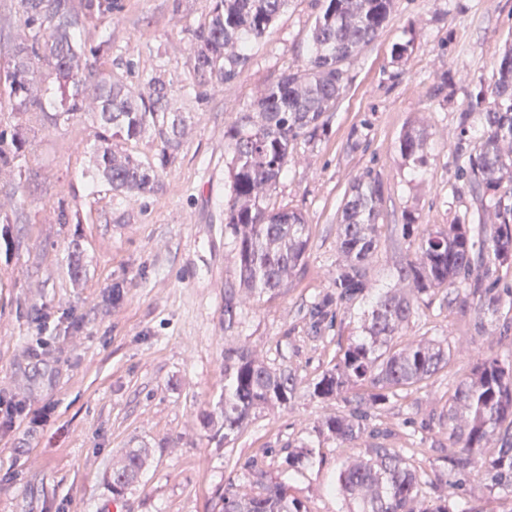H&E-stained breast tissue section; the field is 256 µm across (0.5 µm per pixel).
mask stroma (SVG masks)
Masks as SVG:
<instances>
[{
	"label": "stroma",
	"mask_w": 512,
	"mask_h": 512,
	"mask_svg": "<svg viewBox=\"0 0 512 512\" xmlns=\"http://www.w3.org/2000/svg\"><path fill=\"white\" fill-rule=\"evenodd\" d=\"M213 0H114L112 19L82 29L86 46L108 43L99 64L136 87L178 85L172 105L188 122L172 155L156 136L128 149L157 170L148 192L116 191L89 176L98 127L90 118L28 123L21 184L0 181V512H219L227 487L256 489V472L281 481L307 512H347L329 485L369 448H397L420 467L428 496L445 495L448 432L438 421L448 393L471 374L469 352L512 356V330L487 318L475 330L452 289L423 296L402 338L449 342L448 369L375 409L350 447L320 434L329 413L310 384L340 347L360 336L370 299L330 311L313 332L310 305L329 292L341 262L339 224L355 179L384 184L375 284L413 257L400 224L437 229L472 205L454 150L473 140L460 115L470 92L489 87L512 43V0H395L377 38L344 68L348 82L325 130L293 144L269 205L301 211L309 244L279 290L245 298L235 242L224 223L231 160L224 132L284 73L311 53L322 0H290L248 49L235 79L202 87L190 78L192 30ZM28 37L18 0H0V90ZM410 54L393 63L394 44ZM428 137L423 164L404 161L408 128ZM83 270H69L72 251ZM234 301V315L224 313ZM249 351L299 383L287 405L256 411L233 440L222 423L224 352ZM131 448L148 451L137 481L112 492L110 475ZM313 450L304 458L305 450ZM300 461L289 465V455Z\"/></svg>",
	"instance_id": "35a3bbf8"
}]
</instances>
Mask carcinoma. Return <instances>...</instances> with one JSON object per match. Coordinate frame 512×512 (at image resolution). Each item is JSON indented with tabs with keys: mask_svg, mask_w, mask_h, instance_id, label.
<instances>
[{
	"mask_svg": "<svg viewBox=\"0 0 512 512\" xmlns=\"http://www.w3.org/2000/svg\"><path fill=\"white\" fill-rule=\"evenodd\" d=\"M114 0H19L30 38L19 45L8 75L5 95L17 114L45 112L43 69L71 87L62 110L47 115L53 123L89 115L98 125L92 177L116 191L151 188L154 167L132 154L112 151V139L137 140L153 132L166 149L181 145L186 116L168 105L173 87L152 79L137 91L104 75L88 58L108 51L100 44L86 49L76 31L96 18L112 16ZM394 0H323L310 32L311 55L305 65L268 87L226 132L232 153L231 196L224 210L239 258V282L250 293L282 287L307 250V224L294 211L264 204L275 188L291 149L301 136L311 139L324 129L321 119L332 111L346 87V60L370 44L383 29ZM288 7V0H213L207 18L192 31L191 74L200 85L236 78L249 61L248 44L265 34ZM461 123L478 134L455 147L461 177L476 193L470 218L432 231L409 220L402 235L415 236V257L396 268V277L413 290H374L367 263L379 243V205L384 185L367 172L355 179L340 224L345 264L336 268L331 291L313 303L322 319L327 307H348L369 293L375 301L364 330L370 341L352 339L336 364L314 384L313 396L342 399L350 409L329 416L321 431L350 444L368 428L370 411L390 401L397 391L419 385L448 367L449 345L430 340L393 343L395 335L416 314L417 296L450 287L462 311L483 319L512 311V289L502 294L493 279L497 268L512 265V48L495 65L490 91L470 95ZM23 128L0 130V173L22 175L17 160L24 153ZM426 136L404 132L398 150L414 163L422 161ZM492 216L495 223H486ZM471 376L448 395L441 423L448 427V498L432 501L421 494L422 474L396 448L377 446L341 470L337 491L350 512H450L448 499L458 497L463 481L481 476L489 493L512 501V358L483 350L473 356ZM224 438L241 430L256 410L285 404L294 396V375L275 371L243 351L224 353ZM147 451L131 448L123 464L112 470V489L122 493L137 479ZM222 512H305L280 482H267L262 492H224Z\"/></svg>",
	"mask_w": 512,
	"mask_h": 512,
	"instance_id": "cac0c4a2",
	"label": "carcinoma"
}]
</instances>
